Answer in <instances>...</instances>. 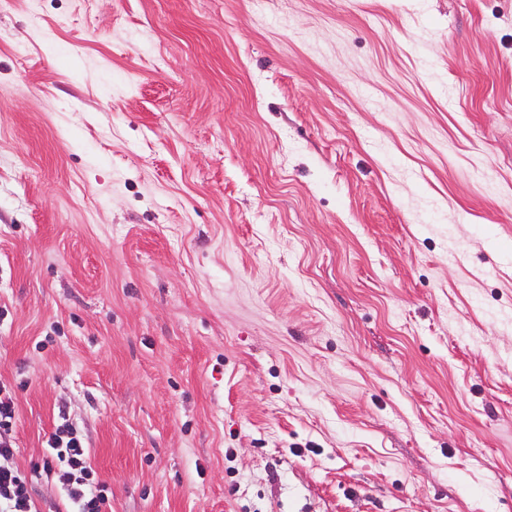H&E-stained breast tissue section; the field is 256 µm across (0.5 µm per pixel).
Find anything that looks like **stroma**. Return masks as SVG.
Masks as SVG:
<instances>
[{
	"mask_svg": "<svg viewBox=\"0 0 512 512\" xmlns=\"http://www.w3.org/2000/svg\"><path fill=\"white\" fill-rule=\"evenodd\" d=\"M0 385L112 512H512V0H0Z\"/></svg>",
	"mask_w": 512,
	"mask_h": 512,
	"instance_id": "1",
	"label": "stroma"
}]
</instances>
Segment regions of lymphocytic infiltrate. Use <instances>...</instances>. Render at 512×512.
Returning a JSON list of instances; mask_svg holds the SVG:
<instances>
[{"instance_id":"f902f5d3","label":"lymphocytic infiltrate","mask_w":512,"mask_h":512,"mask_svg":"<svg viewBox=\"0 0 512 512\" xmlns=\"http://www.w3.org/2000/svg\"><path fill=\"white\" fill-rule=\"evenodd\" d=\"M14 424L13 397L0 387V512H39L32 495L33 484L52 475L62 485L67 512H111V489L92 467L85 437L66 413H59L41 461L27 471L7 464L14 455Z\"/></svg>"}]
</instances>
